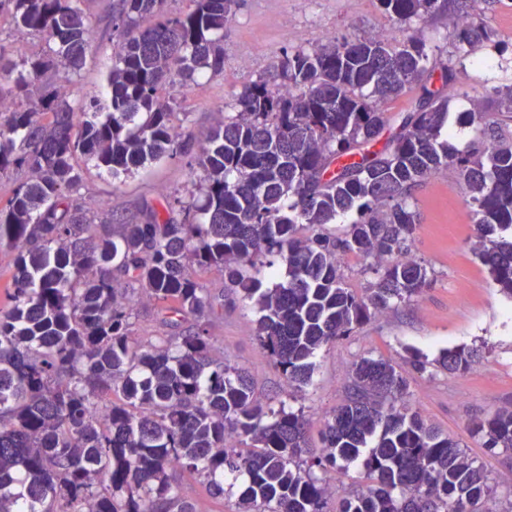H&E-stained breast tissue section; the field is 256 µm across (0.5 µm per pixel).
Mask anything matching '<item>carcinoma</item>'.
Segmentation results:
<instances>
[{
  "label": "carcinoma",
  "mask_w": 512,
  "mask_h": 512,
  "mask_svg": "<svg viewBox=\"0 0 512 512\" xmlns=\"http://www.w3.org/2000/svg\"><path fill=\"white\" fill-rule=\"evenodd\" d=\"M170 16L165 0H112V69L105 97L77 107L65 88L91 46L85 0H0L43 49L17 61L0 47V252L13 256L0 308V512H196L181 477H203L224 496V476L244 474L235 512H326L328 473L364 457L368 483L340 512H495V483L460 443L406 403L408 382L388 360L352 363L351 394L325 421L322 452L308 449L303 413L262 403L248 375L224 362L211 329L224 293L194 267H220L258 309L255 337L290 386L307 384L321 347L430 284L410 257L413 187L454 169L476 215L475 255L512 298V85L485 90L492 107L461 113L489 138L482 153L448 144V99L427 82L431 47L367 36L286 51L279 82L261 80L202 147L201 195L165 199L143 221L107 228L78 202L81 166L117 178L149 161L189 152L159 89L224 72V27L236 0H189ZM399 23L425 20L438 0H379ZM455 40H490L465 0ZM463 56L442 66L457 81ZM416 94L393 118L388 102ZM394 134L373 149L389 122ZM180 220L170 217L174 211ZM356 214L339 230L336 217ZM310 234L301 233L302 226ZM349 255L384 261L358 296L347 288ZM285 266L271 288L245 275ZM161 305L169 333L133 336L142 301ZM478 353L447 350L451 373ZM483 446L512 452V409L476 419ZM249 440L242 451L236 443Z\"/></svg>",
  "instance_id": "1"
}]
</instances>
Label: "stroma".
<instances>
[{
  "label": "stroma",
  "mask_w": 512,
  "mask_h": 512,
  "mask_svg": "<svg viewBox=\"0 0 512 512\" xmlns=\"http://www.w3.org/2000/svg\"><path fill=\"white\" fill-rule=\"evenodd\" d=\"M109 0H89L93 49L74 82L71 103L105 94L112 67V28ZM472 13L496 33L495 43L473 49L455 84L445 87L449 98L448 140L459 151L482 149L475 127L459 124V112L470 108L465 93L483 83H512V0L488 9L484 0H471ZM456 18L445 11L422 25L432 46L431 83H439L441 64L455 49ZM388 31L407 37V27L380 9L377 0H238L233 20L224 30V72L204 75L197 82L166 86L162 95L176 104L177 130L205 143L216 121L246 87L268 77L283 51L317 48L328 39L353 40ZM184 200L198 196V180L187 157L145 164L120 178L86 170L78 195L91 207L97 223L124 224L143 219L160 208L165 196ZM410 205L418 221L412 252L427 261L433 280L414 302L371 315L350 336L323 346L313 358L308 385L288 386L254 336L258 312L240 290L227 287L224 270L199 271L210 288L224 291V319L214 334L225 362L244 369L265 397L287 401L303 411L313 450H320L325 418L347 399L351 365L360 357L391 361L407 378L409 402L457 440L495 479L500 508L512 503V464L500 450H488L473 438L470 424L498 409L512 407V299L494 283L488 267L475 256L476 226L460 184L448 174L429 176L411 191ZM473 347L480 356L470 370L451 374L435 361L443 350ZM427 358L425 371L413 366L415 355ZM243 481L227 480L224 495L212 497L202 478L184 476L179 492L197 512H234Z\"/></svg>",
  "instance_id": "1"
}]
</instances>
